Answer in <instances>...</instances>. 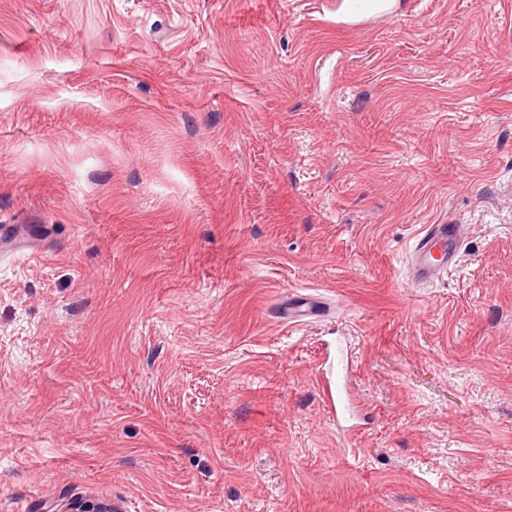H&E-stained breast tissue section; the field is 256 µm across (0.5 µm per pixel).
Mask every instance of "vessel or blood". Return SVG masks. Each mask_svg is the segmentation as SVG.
<instances>
[{"label":"vessel or blood","mask_w":512,"mask_h":512,"mask_svg":"<svg viewBox=\"0 0 512 512\" xmlns=\"http://www.w3.org/2000/svg\"><path fill=\"white\" fill-rule=\"evenodd\" d=\"M388 0H332L330 13L337 24L361 29L378 14L388 12ZM460 227L456 224H428L418 235L410 268L415 284L423 285L445 276L458 258ZM24 251L27 255L39 254L33 238L19 237L14 225H0V252ZM324 399L336 417L350 412L347 394L337 380L325 378L322 385Z\"/></svg>","instance_id":"vessel-or-blood-1"}]
</instances>
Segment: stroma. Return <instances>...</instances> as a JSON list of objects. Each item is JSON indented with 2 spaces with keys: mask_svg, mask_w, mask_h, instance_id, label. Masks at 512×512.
<instances>
[{
  "mask_svg": "<svg viewBox=\"0 0 512 512\" xmlns=\"http://www.w3.org/2000/svg\"><path fill=\"white\" fill-rule=\"evenodd\" d=\"M325 2L0 0V512H512V0ZM389 11L387 0H336L330 2L329 12L337 25L361 29L380 13ZM25 251L27 255H38L41 249L33 238H20L15 231L14 224L0 225V252ZM460 239L458 224H426L414 248L411 280L423 285L445 276L456 265ZM324 399L336 420L350 413V402L347 394L337 380L328 377L327 372L322 385ZM48 512H112V507L90 498L73 500L65 506L51 504Z\"/></svg>",
  "mask_w": 512,
  "mask_h": 512,
  "instance_id": "35a3bbf8",
  "label": "stroma"
}]
</instances>
